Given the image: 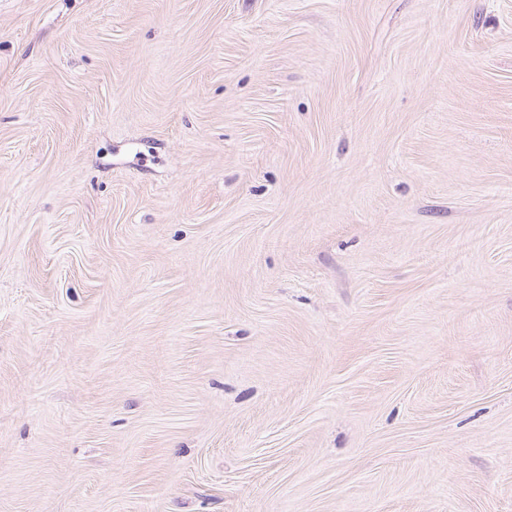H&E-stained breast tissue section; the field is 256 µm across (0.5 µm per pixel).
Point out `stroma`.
Instances as JSON below:
<instances>
[{
    "label": "stroma",
    "mask_w": 512,
    "mask_h": 512,
    "mask_svg": "<svg viewBox=\"0 0 512 512\" xmlns=\"http://www.w3.org/2000/svg\"><path fill=\"white\" fill-rule=\"evenodd\" d=\"M0 512H512V0H0Z\"/></svg>",
    "instance_id": "obj_1"
}]
</instances>
